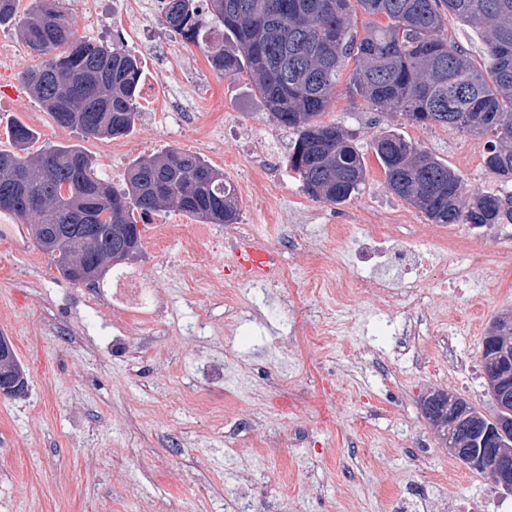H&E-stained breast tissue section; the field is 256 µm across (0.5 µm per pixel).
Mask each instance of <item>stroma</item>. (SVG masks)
I'll list each match as a JSON object with an SVG mask.
<instances>
[{"label":"stroma","mask_w":512,"mask_h":512,"mask_svg":"<svg viewBox=\"0 0 512 512\" xmlns=\"http://www.w3.org/2000/svg\"><path fill=\"white\" fill-rule=\"evenodd\" d=\"M96 2L91 16L79 0L56 5L76 38L140 58V97L192 96L194 110L137 105L133 132L112 140L59 128L20 85L39 57L5 27L18 48L6 78L20 90L0 95V150L19 121L36 133L33 150L78 144L118 188L135 160L195 153L232 184L240 218L205 224L170 207L143 223L142 252L128 267L157 295L158 320L115 309L111 285L68 281L39 248L20 256L0 240V336L28 378L25 395L0 396V512H238L240 471L251 477L249 512H449L454 500L512 512V497L453 460L422 410L425 396L444 391L495 412L480 353L489 322L512 313V224L430 223L387 188L372 148L380 133H399L455 169L468 198L501 185L484 166L486 137L368 107L347 96L351 70L342 68L320 120L351 137L365 182L343 204L314 200L288 167L294 132L272 119L249 74L212 67L210 13L187 42L165 26L159 0H145L118 36L116 0ZM292 224L306 228L307 256L288 247ZM330 224L347 225L346 236L330 239ZM366 224L388 225L441 258L420 286L427 313L414 340L402 336L398 310L337 292L340 279H401L358 259ZM244 232L289 271L275 312L263 289L227 271ZM470 265L474 275L449 281ZM303 309L322 335L276 349ZM247 412L257 429L229 438ZM273 436L277 456L264 449Z\"/></svg>","instance_id":"stroma-1"}]
</instances>
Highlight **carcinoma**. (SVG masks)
I'll return each mask as SVG.
<instances>
[{"label":"carcinoma","mask_w":512,"mask_h":512,"mask_svg":"<svg viewBox=\"0 0 512 512\" xmlns=\"http://www.w3.org/2000/svg\"><path fill=\"white\" fill-rule=\"evenodd\" d=\"M193 0H166L164 22L186 40L200 22ZM223 26L211 47L226 77L250 73L271 115L297 133L288 166L317 201L341 204L365 180L364 160L343 129L317 121L336 78L350 63V96L399 111L423 125L491 135L484 158L492 174L512 179V0H209ZM17 0H0V27L18 25L41 62L24 73L31 94L63 129L85 138L129 134L138 118L141 68L117 47L74 38L66 15L36 0L17 19ZM378 17L362 37L358 13ZM455 18L487 44L480 65L448 38ZM12 149L0 152V212L34 218L33 237L58 272L74 284L98 285L118 265L111 254L136 246L138 221L172 205L206 224H235L240 205L224 173L197 154L168 149L132 162L118 190L96 175L95 159L77 144L28 152L35 133L8 128ZM387 188L433 224H512V191L462 199L460 176L445 162L393 131L373 142ZM25 381L18 357L0 360V379ZM471 430L461 440L481 446L483 412L469 405ZM424 414L448 445V397L429 396Z\"/></svg>","instance_id":"1"}]
</instances>
